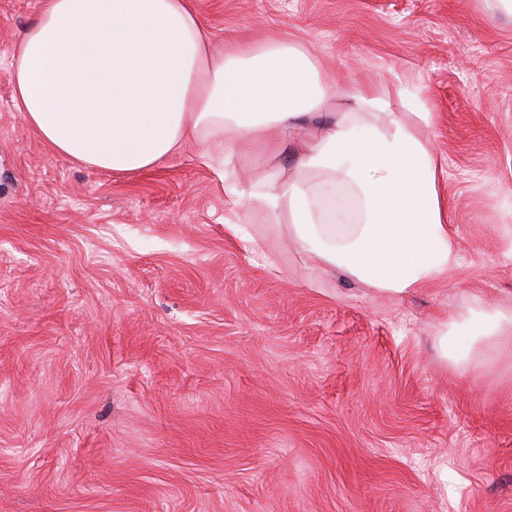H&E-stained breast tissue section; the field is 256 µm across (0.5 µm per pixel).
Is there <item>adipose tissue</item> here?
Wrapping results in <instances>:
<instances>
[{
  "label": "adipose tissue",
  "mask_w": 512,
  "mask_h": 512,
  "mask_svg": "<svg viewBox=\"0 0 512 512\" xmlns=\"http://www.w3.org/2000/svg\"><path fill=\"white\" fill-rule=\"evenodd\" d=\"M14 104L50 151L86 168L137 173L186 145L224 182V226L244 247L255 217L287 225L305 266L405 296L458 262L433 114L401 111V85L335 86L285 42L217 44L188 0H45L14 46ZM342 99L344 110L328 107ZM266 167L238 179L237 149ZM512 314L473 313L441 332L466 366L497 351Z\"/></svg>",
  "instance_id": "1"
}]
</instances>
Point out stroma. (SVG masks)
Instances as JSON below:
<instances>
[{"mask_svg":"<svg viewBox=\"0 0 512 512\" xmlns=\"http://www.w3.org/2000/svg\"><path fill=\"white\" fill-rule=\"evenodd\" d=\"M213 38L401 77L433 114L458 264L392 298L320 279L186 146L123 174L52 154L5 69L42 0H0V512H512V357L434 340L512 308V22L485 0H192Z\"/></svg>","mask_w":512,"mask_h":512,"instance_id":"1","label":"stroma"}]
</instances>
